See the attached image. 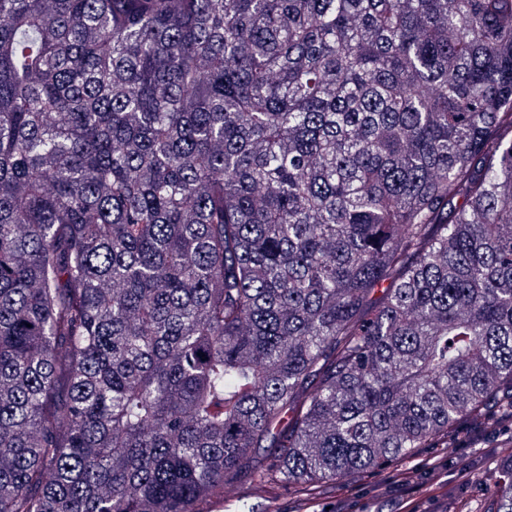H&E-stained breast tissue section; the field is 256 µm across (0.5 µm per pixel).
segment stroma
I'll return each mask as SVG.
<instances>
[{"label": "stroma", "instance_id": "1", "mask_svg": "<svg viewBox=\"0 0 512 512\" xmlns=\"http://www.w3.org/2000/svg\"><path fill=\"white\" fill-rule=\"evenodd\" d=\"M511 406L512 397L502 396L486 417L461 420L447 447L417 449L410 458L304 495L277 488L264 491L241 480L225 491L224 512H238L242 503L255 512H397L402 498L429 485L436 465L447 480L428 503V512H489L502 462L512 454V431L498 422L501 411Z\"/></svg>", "mask_w": 512, "mask_h": 512}]
</instances>
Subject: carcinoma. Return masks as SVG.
Returning a JSON list of instances; mask_svg holds the SVG:
<instances>
[{
    "mask_svg": "<svg viewBox=\"0 0 512 512\" xmlns=\"http://www.w3.org/2000/svg\"><path fill=\"white\" fill-rule=\"evenodd\" d=\"M504 389L512 0H0V512L352 479Z\"/></svg>",
    "mask_w": 512,
    "mask_h": 512,
    "instance_id": "cac0c4a2",
    "label": "carcinoma"
}]
</instances>
